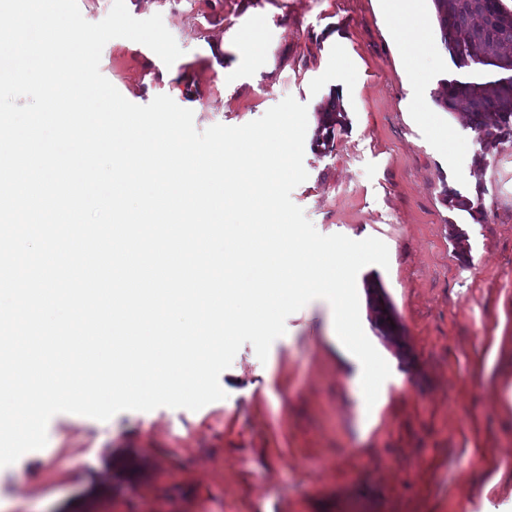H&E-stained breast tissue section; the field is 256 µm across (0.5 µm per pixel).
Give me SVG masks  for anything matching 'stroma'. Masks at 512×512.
<instances>
[{"mask_svg":"<svg viewBox=\"0 0 512 512\" xmlns=\"http://www.w3.org/2000/svg\"><path fill=\"white\" fill-rule=\"evenodd\" d=\"M131 2L134 18L161 14L183 54L168 67L107 42L100 71L130 102L170 96L200 131L289 95L306 104L308 178L291 198L321 234L387 245L388 267H363L357 291L391 375L366 406L360 364L304 307L267 361L244 344L220 375L225 399L200 410L54 415L43 449L0 467V512H512V142L475 170L477 133L436 104L461 71L432 0L397 18L384 0ZM219 41L235 63L222 73ZM332 96L345 120L326 148L315 131ZM448 190L481 196L483 219L449 209ZM370 281L401 341L376 326Z\"/></svg>","mask_w":512,"mask_h":512,"instance_id":"1","label":"stroma"}]
</instances>
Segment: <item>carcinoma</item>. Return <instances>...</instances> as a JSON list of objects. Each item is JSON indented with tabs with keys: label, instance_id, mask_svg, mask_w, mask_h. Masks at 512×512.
Returning <instances> with one entry per match:
<instances>
[{
	"label": "carcinoma",
	"instance_id": "obj_1",
	"mask_svg": "<svg viewBox=\"0 0 512 512\" xmlns=\"http://www.w3.org/2000/svg\"><path fill=\"white\" fill-rule=\"evenodd\" d=\"M441 43L459 67L484 72L486 76L464 75L445 85L435 102L444 110L467 114L468 123L478 134L481 153L474 166L481 170L488 154L512 140V56L503 46L512 42V10L503 0H432ZM344 113L336 99L319 110L318 139L328 145ZM452 208L483 214L482 198L471 199L459 193L448 196ZM372 311L383 332L399 333L393 307L382 287L371 282Z\"/></svg>",
	"mask_w": 512,
	"mask_h": 512
}]
</instances>
